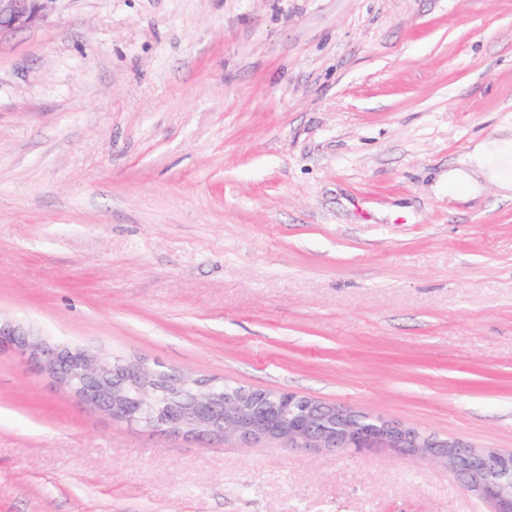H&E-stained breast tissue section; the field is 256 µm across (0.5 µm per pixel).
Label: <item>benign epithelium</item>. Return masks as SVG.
<instances>
[{"label":"benign epithelium","instance_id":"obj_1","mask_svg":"<svg viewBox=\"0 0 512 512\" xmlns=\"http://www.w3.org/2000/svg\"><path fill=\"white\" fill-rule=\"evenodd\" d=\"M50 0H0V28L35 23ZM0 351L50 377L110 417L164 432L220 435L242 441L272 439L338 453L394 448L419 464H444L465 488L512 512V451L474 448L440 440L398 423L325 404L287 391L245 388L223 392L214 379L192 378L86 350L56 349L35 334L0 322ZM174 394L190 389L167 413L158 407L159 383Z\"/></svg>","mask_w":512,"mask_h":512}]
</instances>
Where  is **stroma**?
I'll use <instances>...</instances> for the list:
<instances>
[{
	"mask_svg": "<svg viewBox=\"0 0 512 512\" xmlns=\"http://www.w3.org/2000/svg\"><path fill=\"white\" fill-rule=\"evenodd\" d=\"M512 0H53L0 30V320L512 450ZM448 468L112 419L0 352V512H492ZM469 157L473 174L493 181L503 192V197L512 198V175L507 170V164L512 163V138L477 143Z\"/></svg>",
	"mask_w": 512,
	"mask_h": 512,
	"instance_id": "35a3bbf8",
	"label": "stroma"
}]
</instances>
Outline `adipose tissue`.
<instances>
[{"label":"adipose tissue","mask_w":512,"mask_h":512,"mask_svg":"<svg viewBox=\"0 0 512 512\" xmlns=\"http://www.w3.org/2000/svg\"><path fill=\"white\" fill-rule=\"evenodd\" d=\"M471 171L456 170L449 174L448 184L453 188L470 189L475 176L493 181L504 197L512 198V173L507 166L512 163V138L496 142H480L474 145L470 154Z\"/></svg>","instance_id":"obj_1"}]
</instances>
